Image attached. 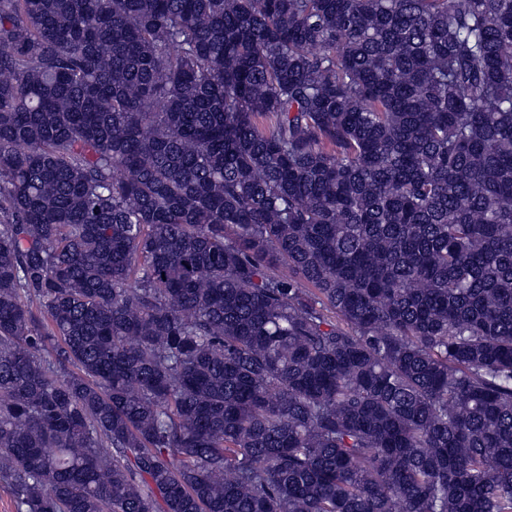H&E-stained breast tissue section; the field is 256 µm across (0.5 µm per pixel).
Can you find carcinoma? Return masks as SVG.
<instances>
[{"label": "carcinoma", "mask_w": 512, "mask_h": 512, "mask_svg": "<svg viewBox=\"0 0 512 512\" xmlns=\"http://www.w3.org/2000/svg\"><path fill=\"white\" fill-rule=\"evenodd\" d=\"M16 512H512V0H0Z\"/></svg>", "instance_id": "cac0c4a2"}]
</instances>
